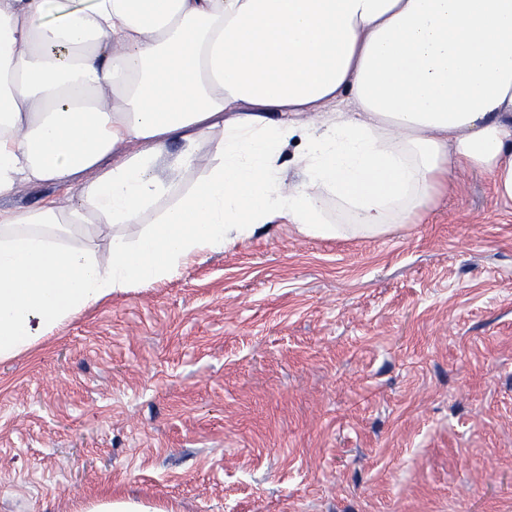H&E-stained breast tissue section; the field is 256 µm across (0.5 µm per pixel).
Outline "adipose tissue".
Segmentation results:
<instances>
[{
  "instance_id": "obj_1",
  "label": "adipose tissue",
  "mask_w": 512,
  "mask_h": 512,
  "mask_svg": "<svg viewBox=\"0 0 512 512\" xmlns=\"http://www.w3.org/2000/svg\"><path fill=\"white\" fill-rule=\"evenodd\" d=\"M462 171L512 203V0H0V195L77 194L0 211V360L281 224L403 228ZM65 193L66 189L59 186H24L12 195L0 196V209L24 212L50 201H58Z\"/></svg>"
}]
</instances>
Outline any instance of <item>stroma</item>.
Returning a JSON list of instances; mask_svg holds the SVG:
<instances>
[{"label": "stroma", "mask_w": 512, "mask_h": 512, "mask_svg": "<svg viewBox=\"0 0 512 512\" xmlns=\"http://www.w3.org/2000/svg\"><path fill=\"white\" fill-rule=\"evenodd\" d=\"M512 512V205L288 224L0 361V512ZM83 512H161V510L142 501L105 494L88 504Z\"/></svg>", "instance_id": "35a3bbf8"}]
</instances>
